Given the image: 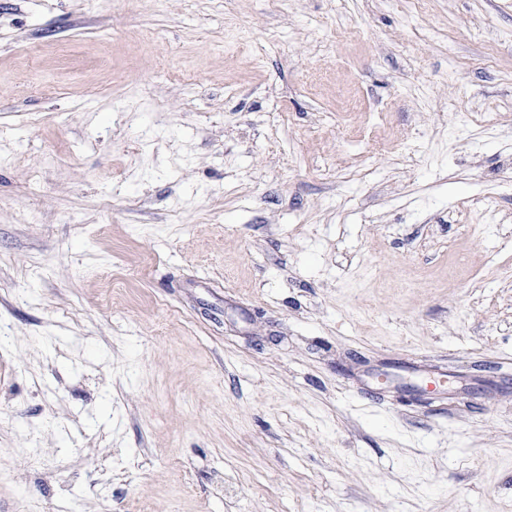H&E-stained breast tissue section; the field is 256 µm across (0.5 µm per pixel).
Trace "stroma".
I'll return each mask as SVG.
<instances>
[{"label": "stroma", "mask_w": 512, "mask_h": 512, "mask_svg": "<svg viewBox=\"0 0 512 512\" xmlns=\"http://www.w3.org/2000/svg\"><path fill=\"white\" fill-rule=\"evenodd\" d=\"M0 512H512V0H0Z\"/></svg>", "instance_id": "1"}]
</instances>
